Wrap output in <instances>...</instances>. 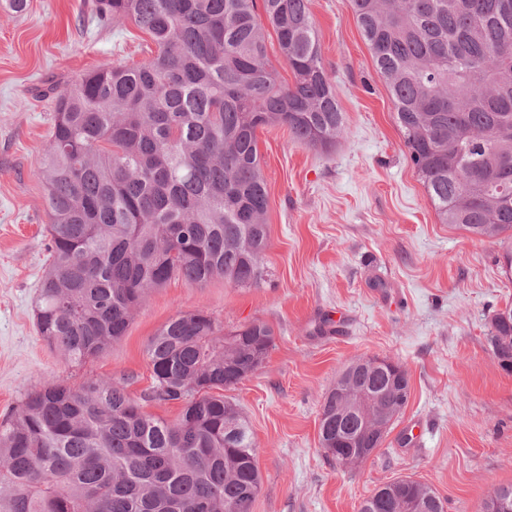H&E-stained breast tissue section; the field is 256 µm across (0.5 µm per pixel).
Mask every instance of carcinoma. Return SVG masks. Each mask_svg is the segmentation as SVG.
Returning a JSON list of instances; mask_svg holds the SVG:
<instances>
[{"label":"carcinoma","mask_w":512,"mask_h":512,"mask_svg":"<svg viewBox=\"0 0 512 512\" xmlns=\"http://www.w3.org/2000/svg\"><path fill=\"white\" fill-rule=\"evenodd\" d=\"M93 0L156 50L65 88L38 173L52 262L35 301L38 336L82 363L125 336L148 295L172 279L203 287L264 280L268 192L256 130L285 127L329 149L344 130L309 0ZM394 103L409 159L443 224L480 238L512 232V0H350ZM277 35L281 81L266 50ZM512 371V307L488 336ZM274 331H231L196 310L146 344L147 413L120 382L54 378L0 422V512H253L261 489L252 434L222 391L259 369ZM408 372L362 368L319 413L320 446L342 466L380 448L408 403ZM360 512H444L405 478Z\"/></svg>","instance_id":"1"}]
</instances>
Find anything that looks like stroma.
<instances>
[{"label": "stroma", "instance_id": "35a3bbf8", "mask_svg": "<svg viewBox=\"0 0 512 512\" xmlns=\"http://www.w3.org/2000/svg\"><path fill=\"white\" fill-rule=\"evenodd\" d=\"M310 10L344 131L317 150L287 129L257 130L269 197L264 281L171 280L125 336L78 364L34 326L51 262L47 190L36 172L57 96L86 71L141 62L152 41L133 23L99 21L85 0L0 9V420L54 377L75 387L124 382L147 412L174 420L179 405L146 399L148 339L179 311H206L227 329L260 320L275 343L224 393L252 431L261 475L254 512H359L376 488L404 477L431 486L446 512H481L497 487L512 484V371L488 342L493 315L512 306L506 246L440 223L350 0H310ZM372 356L404 366L410 397L383 446L345 468L319 444V412L342 371ZM416 420L425 430L413 448L402 430Z\"/></svg>", "mask_w": 512, "mask_h": 512}]
</instances>
